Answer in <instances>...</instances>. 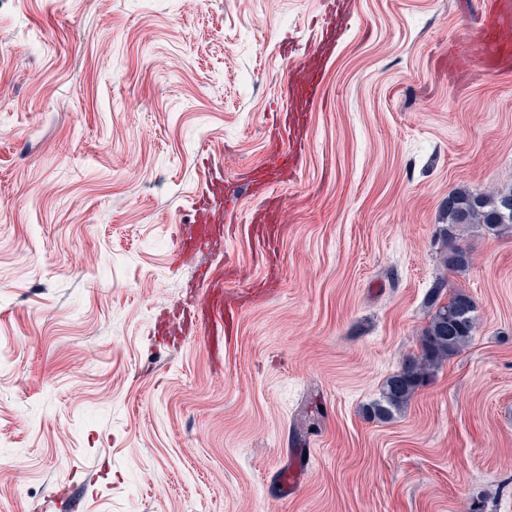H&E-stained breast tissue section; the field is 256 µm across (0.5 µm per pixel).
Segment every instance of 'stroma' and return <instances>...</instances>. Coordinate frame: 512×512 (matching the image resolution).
Segmentation results:
<instances>
[{
  "label": "stroma",
  "instance_id": "1",
  "mask_svg": "<svg viewBox=\"0 0 512 512\" xmlns=\"http://www.w3.org/2000/svg\"><path fill=\"white\" fill-rule=\"evenodd\" d=\"M479 9L356 0L268 253L244 177L319 0H0V512H512V233L466 227L461 271L440 235L451 193L512 185V73L448 76ZM210 164L232 232L171 264ZM225 267L220 361L159 342ZM440 279L471 343L366 417Z\"/></svg>",
  "mask_w": 512,
  "mask_h": 512
}]
</instances>
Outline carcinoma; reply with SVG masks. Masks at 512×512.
Returning <instances> with one entry per match:
<instances>
[{"mask_svg": "<svg viewBox=\"0 0 512 512\" xmlns=\"http://www.w3.org/2000/svg\"><path fill=\"white\" fill-rule=\"evenodd\" d=\"M506 201L512 202V186L493 194L458 190L448 197L444 228L448 246L446 265L461 270L471 264L470 252L457 242L461 227L478 224L494 235L512 230V210H503ZM445 287V282L438 281L431 289L433 313L421 333L419 354L406 359L386 379L379 399L365 408L367 417L380 421L392 418L407 405L435 368L460 354L471 342L475 301L470 294L457 289L440 304L438 300Z\"/></svg>", "mask_w": 512, "mask_h": 512, "instance_id": "cac0c4a2", "label": "carcinoma"}]
</instances>
